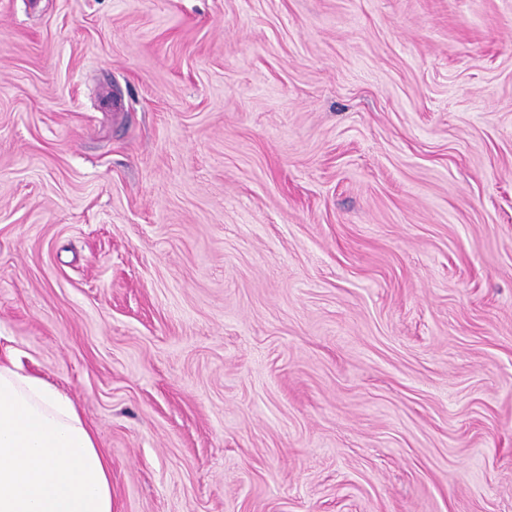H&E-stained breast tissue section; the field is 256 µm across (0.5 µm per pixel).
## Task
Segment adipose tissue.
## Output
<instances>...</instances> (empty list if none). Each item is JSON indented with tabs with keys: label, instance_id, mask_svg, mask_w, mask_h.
I'll list each match as a JSON object with an SVG mask.
<instances>
[{
	"label": "adipose tissue",
	"instance_id": "obj_1",
	"mask_svg": "<svg viewBox=\"0 0 512 512\" xmlns=\"http://www.w3.org/2000/svg\"><path fill=\"white\" fill-rule=\"evenodd\" d=\"M0 512H112V462L73 400L5 362Z\"/></svg>",
	"mask_w": 512,
	"mask_h": 512
}]
</instances>
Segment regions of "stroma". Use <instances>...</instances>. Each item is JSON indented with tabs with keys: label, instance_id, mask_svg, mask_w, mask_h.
Returning <instances> with one entry per match:
<instances>
[{
	"label": "stroma",
	"instance_id": "35a3bbf8",
	"mask_svg": "<svg viewBox=\"0 0 512 512\" xmlns=\"http://www.w3.org/2000/svg\"><path fill=\"white\" fill-rule=\"evenodd\" d=\"M0 360L113 512H512V0H0Z\"/></svg>",
	"mask_w": 512,
	"mask_h": 512
}]
</instances>
